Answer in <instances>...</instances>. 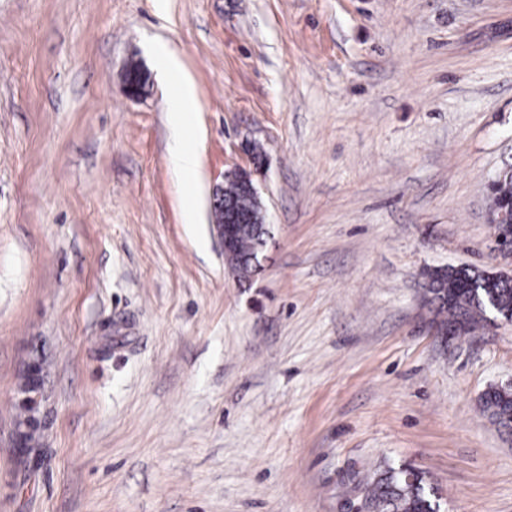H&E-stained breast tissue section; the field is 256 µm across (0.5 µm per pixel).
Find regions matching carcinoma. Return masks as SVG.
<instances>
[{"instance_id": "cac0c4a2", "label": "carcinoma", "mask_w": 512, "mask_h": 512, "mask_svg": "<svg viewBox=\"0 0 512 512\" xmlns=\"http://www.w3.org/2000/svg\"><path fill=\"white\" fill-rule=\"evenodd\" d=\"M493 215L512 206V177L498 176L491 186ZM224 208L236 214L239 224L236 250L232 257L239 278L255 273L252 257L259 253L271 234L270 225L256 222L262 213L260 202L237 178L227 180ZM426 293L437 314L445 315L441 325H452L460 335L472 332L482 321L512 315V277L469 267H443L427 271ZM482 412L498 428L512 429V387L491 386L480 397ZM361 503L368 512H438L435 490L423 472L404 467H387L360 488Z\"/></svg>"}]
</instances>
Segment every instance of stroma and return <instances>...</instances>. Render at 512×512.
Returning <instances> with one entry per match:
<instances>
[{
	"label": "stroma",
	"instance_id": "stroma-1",
	"mask_svg": "<svg viewBox=\"0 0 512 512\" xmlns=\"http://www.w3.org/2000/svg\"><path fill=\"white\" fill-rule=\"evenodd\" d=\"M161 43L196 90L192 180ZM510 163L512 0H0V512H347L390 465L441 512H512L480 406L512 323L445 341L423 288L512 276ZM237 168L271 227L246 281L210 229ZM170 160L174 170L184 178H191L199 166V157L196 149L184 141L174 146ZM511 175L512 167L506 170ZM504 172L493 181L491 190L493 195V215L498 216L501 211L506 212L512 201V178ZM492 224L495 226L496 251L500 254L512 255V226L502 222V214L493 217Z\"/></svg>",
	"mask_w": 512,
	"mask_h": 512
}]
</instances>
